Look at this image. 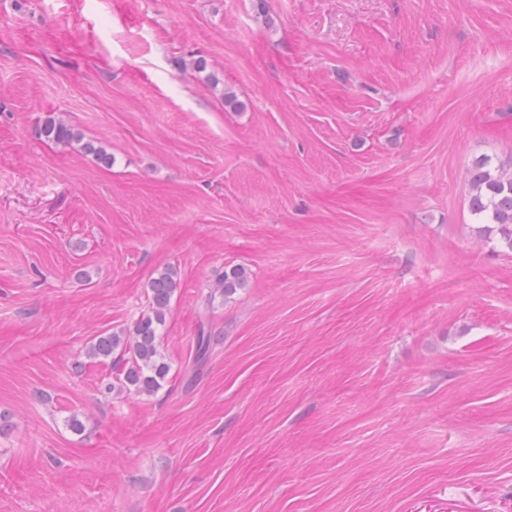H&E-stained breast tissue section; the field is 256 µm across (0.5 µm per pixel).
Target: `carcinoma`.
Here are the masks:
<instances>
[{
  "label": "carcinoma",
  "instance_id": "carcinoma-1",
  "mask_svg": "<svg viewBox=\"0 0 512 512\" xmlns=\"http://www.w3.org/2000/svg\"><path fill=\"white\" fill-rule=\"evenodd\" d=\"M40 133L57 143H77L101 161L110 160L104 146L82 142V136L61 119L47 118ZM469 183V208L473 219L478 224L493 225L498 246L512 252V168L495 166L492 158L486 156L473 164ZM248 282L249 273L245 268L231 266L216 279L214 293L226 301ZM179 286L177 267L167 266L158 271L150 282L149 305L142 315L130 326L98 336L88 345V358L120 367L116 380L105 384L103 393L152 396L162 388L170 364L162 352L161 336Z\"/></svg>",
  "mask_w": 512,
  "mask_h": 512
}]
</instances>
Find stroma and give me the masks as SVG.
Returning <instances> with one entry per match:
<instances>
[{
    "instance_id": "35a3bbf8",
    "label": "stroma",
    "mask_w": 512,
    "mask_h": 512,
    "mask_svg": "<svg viewBox=\"0 0 512 512\" xmlns=\"http://www.w3.org/2000/svg\"><path fill=\"white\" fill-rule=\"evenodd\" d=\"M486 155L512 0H0V512H512ZM169 265L162 389L102 395ZM40 133L47 140L57 143H63L65 145H73L77 143L81 145L85 152L95 155L101 161L106 162L111 159L104 146L94 145V143L91 142L83 143L82 136L61 119L48 117L44 121ZM249 282V273L243 267L231 266L224 270V274L220 275L215 282L214 292H210L208 301L214 295H219L222 300L231 299L239 290L247 286Z\"/></svg>"
}]
</instances>
